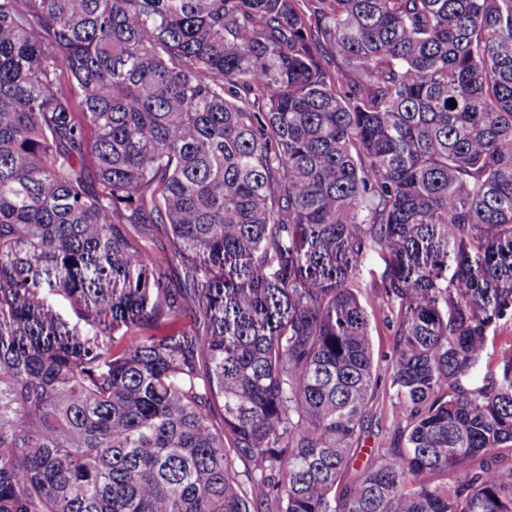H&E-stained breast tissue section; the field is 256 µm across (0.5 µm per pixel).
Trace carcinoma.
Segmentation results:
<instances>
[{"label":"carcinoma","instance_id":"obj_1","mask_svg":"<svg viewBox=\"0 0 512 512\" xmlns=\"http://www.w3.org/2000/svg\"><path fill=\"white\" fill-rule=\"evenodd\" d=\"M508 322L512 0H0V512H512ZM391 273L389 256L376 245L364 250L351 274L352 285L370 320L373 357L378 376L375 398L369 416L358 433L357 448H362L353 463L354 469H362L376 460L378 450L391 446L394 432L399 426L393 411L396 399L388 388L392 358L395 353L399 311L398 301L376 308L381 286ZM166 282L175 283L183 279L197 278L202 281L208 275V267L204 264H197L195 267H187L182 265H171L163 268Z\"/></svg>","mask_w":512,"mask_h":512}]
</instances>
